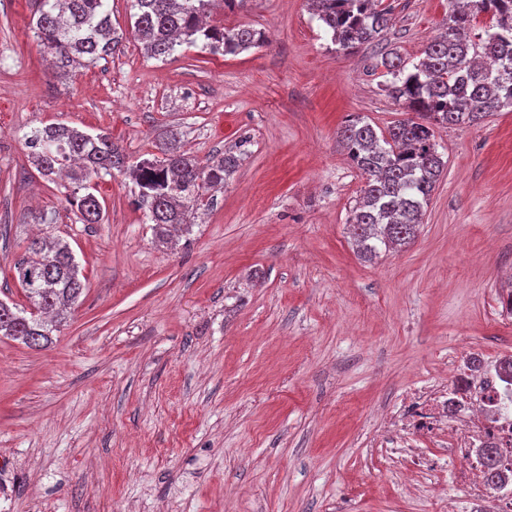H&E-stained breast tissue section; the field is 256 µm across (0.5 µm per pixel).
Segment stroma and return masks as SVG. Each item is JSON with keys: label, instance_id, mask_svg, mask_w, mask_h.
<instances>
[{"label": "stroma", "instance_id": "obj_1", "mask_svg": "<svg viewBox=\"0 0 512 512\" xmlns=\"http://www.w3.org/2000/svg\"><path fill=\"white\" fill-rule=\"evenodd\" d=\"M391 2L376 47L337 51L306 0H248L212 17L263 31L262 47L162 61L131 0H109L118 47L62 83L33 0H0V300L24 304L14 263L46 235L84 283L47 347L0 336V512H459L464 460L411 486L376 444L409 389L512 357V110L438 129L446 166L417 237L361 259L349 216L365 179L337 132L403 119L381 55L418 63L449 12ZM52 123L107 131L133 161L172 128L202 160L250 145L170 246L121 174L94 180L105 218L82 222L72 185L24 145Z\"/></svg>", "mask_w": 512, "mask_h": 512}]
</instances>
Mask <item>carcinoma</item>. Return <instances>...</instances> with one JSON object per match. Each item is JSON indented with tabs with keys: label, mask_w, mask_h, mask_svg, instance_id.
Returning a JSON list of instances; mask_svg holds the SVG:
<instances>
[{
	"label": "carcinoma",
	"mask_w": 512,
	"mask_h": 512,
	"mask_svg": "<svg viewBox=\"0 0 512 512\" xmlns=\"http://www.w3.org/2000/svg\"><path fill=\"white\" fill-rule=\"evenodd\" d=\"M34 33L51 56L53 75L63 82L76 69L112 56L119 44L112 30L108 0H35ZM134 32L151 58L164 60L176 47L201 46L210 52L236 53L266 43L250 26H218L207 21L214 0H131ZM451 14L443 32L423 50L412 70L398 53L382 58L391 75L389 96L419 119H403L377 130L357 116L338 132L353 165L365 176L362 196L351 210V233L367 260L399 252L415 238L444 162L435 129L469 125L488 114L512 108V0H449ZM338 49L347 51L381 38L389 28L392 6L381 0H309ZM479 14L490 16L486 37L472 40L467 31ZM29 158L45 177L66 173L85 193L76 207L87 224L105 214L92 182L114 172L127 174L137 187L134 202L145 212L160 243L190 232L191 215L208 209L212 191L224 187L246 154L248 138L201 163L166 132L160 155L134 165L105 131L92 134L65 124L34 127L23 135ZM27 305L0 300V336L22 340L31 348L51 343V333L66 319L84 284L69 243L36 238L14 264ZM487 481L505 486L493 463V449L481 448Z\"/></svg>",
	"instance_id": "1"
}]
</instances>
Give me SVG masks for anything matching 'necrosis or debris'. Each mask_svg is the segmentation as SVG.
I'll use <instances>...</instances> for the list:
<instances>
[{"mask_svg": "<svg viewBox=\"0 0 512 512\" xmlns=\"http://www.w3.org/2000/svg\"><path fill=\"white\" fill-rule=\"evenodd\" d=\"M410 411L393 415L391 429L413 448L404 471L420 477L439 457H459L466 467L458 480L468 490L469 504H487V512H512V494L482 482L478 448L499 453V469L512 475V399L496 374L457 375L451 385L408 396Z\"/></svg>", "mask_w": 512, "mask_h": 512, "instance_id": "4bbe7bcc", "label": "necrosis or debris"}]
</instances>
